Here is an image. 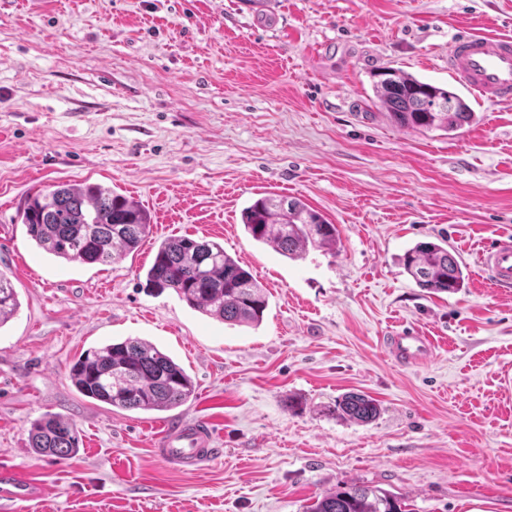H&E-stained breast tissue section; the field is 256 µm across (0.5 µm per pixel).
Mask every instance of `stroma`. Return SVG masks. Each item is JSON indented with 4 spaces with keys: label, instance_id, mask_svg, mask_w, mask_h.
I'll return each instance as SVG.
<instances>
[{
    "label": "stroma",
    "instance_id": "stroma-1",
    "mask_svg": "<svg viewBox=\"0 0 512 512\" xmlns=\"http://www.w3.org/2000/svg\"><path fill=\"white\" fill-rule=\"evenodd\" d=\"M465 30L512 34V0H0V272L20 300L0 328V473L37 499L0 512H304L350 484L409 512H512V290L478 257L512 232V105L475 93L455 133L403 128L373 74L452 85ZM94 183L152 217L106 265L39 249L29 193ZM298 197L340 233L337 253L288 259L243 209ZM220 243L267 290L260 325L233 326L146 286L160 242ZM446 244L467 286L419 288L398 258ZM412 328L433 358L397 365ZM155 344L193 380L159 413L84 397L72 363L110 341ZM359 392L380 406L335 412ZM74 423L79 452L37 455L32 422ZM207 420L219 449L194 469L154 452L164 428ZM336 411L345 419L357 423H369L379 415L375 401L359 393H347L336 401Z\"/></svg>",
    "mask_w": 512,
    "mask_h": 512
}]
</instances>
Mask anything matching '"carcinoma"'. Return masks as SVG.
Wrapping results in <instances>:
<instances>
[{
  "label": "carcinoma",
  "instance_id": "carcinoma-1",
  "mask_svg": "<svg viewBox=\"0 0 512 512\" xmlns=\"http://www.w3.org/2000/svg\"><path fill=\"white\" fill-rule=\"evenodd\" d=\"M376 98L392 121L412 129L454 132L473 122L475 112L455 91L424 82L401 70H385L374 83ZM22 224L46 253L67 262L107 264L137 249L149 233L150 214L133 199L99 184H59L27 197ZM246 232L257 242L296 260L308 247L336 253L339 230L297 197L275 194L256 199L242 211ZM400 263L418 287L431 294H455L466 287L457 258L442 245L418 242ZM147 285L171 289L191 308L231 325L257 326L268 307L265 289L217 242L188 236L165 239L146 273ZM11 280L0 273V328L18 312ZM70 379L82 395L120 409L170 411L194 393L186 371L154 344L127 339L79 356ZM345 419L369 423L379 415L375 401L347 393L336 401ZM29 446L41 456L65 459L79 451L74 424L47 415L32 424ZM388 491L350 485L317 497L306 512H403Z\"/></svg>",
  "mask_w": 512,
  "mask_h": 512
}]
</instances>
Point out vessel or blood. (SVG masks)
Returning a JSON list of instances; mask_svg holds the SVG:
<instances>
[{"instance_id": "b4317fda", "label": "vessel or blood", "mask_w": 512, "mask_h": 512, "mask_svg": "<svg viewBox=\"0 0 512 512\" xmlns=\"http://www.w3.org/2000/svg\"><path fill=\"white\" fill-rule=\"evenodd\" d=\"M448 73L483 100L512 104V36L480 31L458 35L448 47ZM480 264L495 287L512 288V233L493 239L481 253ZM387 345L402 364H420L432 354L429 337L411 329L392 333ZM214 441L208 422L191 419L164 429L153 447L163 461L196 467L213 458ZM32 496L27 483L8 475L0 479V499L26 501Z\"/></svg>"}]
</instances>
